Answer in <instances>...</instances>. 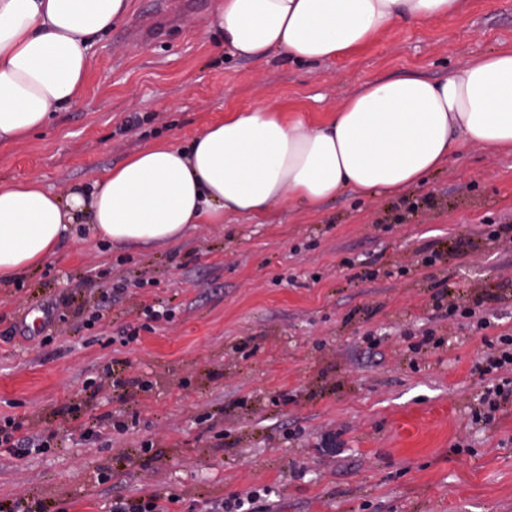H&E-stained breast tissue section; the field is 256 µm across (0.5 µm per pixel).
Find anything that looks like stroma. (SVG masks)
Here are the masks:
<instances>
[{
    "mask_svg": "<svg viewBox=\"0 0 512 512\" xmlns=\"http://www.w3.org/2000/svg\"><path fill=\"white\" fill-rule=\"evenodd\" d=\"M214 5L132 0L93 46L81 101L0 145V183L35 178L62 195L148 145L189 143L228 111L266 104L319 123L367 83L444 80L512 45V0H464L452 18L388 25L333 61L255 62L217 53ZM491 222L512 225V154L466 146L399 194L349 189L314 213L228 215L172 246H119L72 225L53 259L0 286V417L57 443L0 453V504L108 512L151 492L167 512H209L257 490L255 512H512V410L490 429L471 416L486 386L477 364L512 333V246L487 239ZM104 286L94 329L28 341L27 319L63 295L93 307ZM439 291L487 328L434 318ZM152 304L172 319L146 323ZM430 332L444 345L412 353ZM107 366L148 390L91 396L87 380ZM104 413L124 426L108 448L82 438Z\"/></svg>",
    "mask_w": 512,
    "mask_h": 512,
    "instance_id": "stroma-1",
    "label": "stroma"
}]
</instances>
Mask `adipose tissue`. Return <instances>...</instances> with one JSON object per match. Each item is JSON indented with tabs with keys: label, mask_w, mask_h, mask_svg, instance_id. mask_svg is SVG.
I'll list each match as a JSON object with an SVG mask.
<instances>
[{
	"label": "adipose tissue",
	"mask_w": 512,
	"mask_h": 512,
	"mask_svg": "<svg viewBox=\"0 0 512 512\" xmlns=\"http://www.w3.org/2000/svg\"><path fill=\"white\" fill-rule=\"evenodd\" d=\"M130 0H0V143L47 126L81 98L92 46ZM461 0H216L224 47L298 64L347 55L393 22L452 17ZM512 151V48L447 79L363 86L307 125L257 106L231 111L187 146L143 148L91 187L59 195L37 179L0 186V283L50 260L73 224L115 245L178 243L225 216L263 220L288 203L316 211L344 190L419 184L460 144Z\"/></svg>",
	"instance_id": "obj_1"
}]
</instances>
